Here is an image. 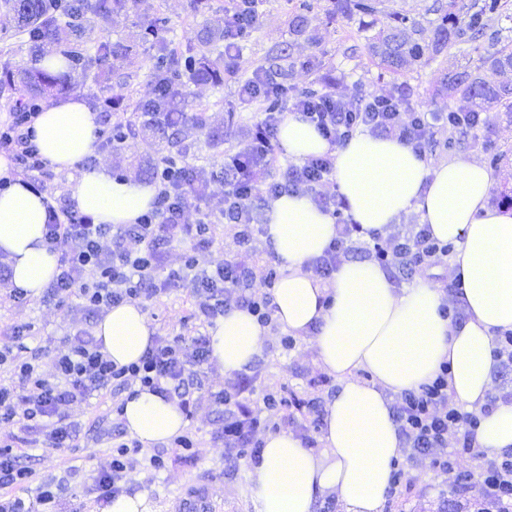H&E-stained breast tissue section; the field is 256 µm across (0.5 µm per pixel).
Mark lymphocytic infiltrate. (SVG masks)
<instances>
[{"mask_svg": "<svg viewBox=\"0 0 512 512\" xmlns=\"http://www.w3.org/2000/svg\"><path fill=\"white\" fill-rule=\"evenodd\" d=\"M253 6L254 0H230L224 11L225 52H236L253 28ZM239 93L251 103L279 97L284 107L264 113L246 139L225 148L223 174L187 164L162 165L154 174L158 189L153 205L133 224H98L72 208H47L45 244L58 257V273L48 287L49 296L60 301L78 297L81 310L100 314L186 285L194 300L192 316L198 332L186 340L152 337L137 362L118 367L87 332L80 331L66 338L55 360V374L48 379L38 372L35 356L24 353L23 327H13L9 342L0 345V366H7L10 373L9 384L0 385L1 433L17 429L41 435L45 447H69L77 435V426L67 413L72 404L98 392L118 395L139 387L176 400L186 412L195 407L199 396H208L211 403L224 408L225 451L247 448L256 455L261 444L254 434L262 421L253 400H260L263 409L287 415L284 397L273 388H258L253 375L238 374L221 390L207 391L210 349L206 326L234 308L247 310L265 328L272 327L274 319L269 297L252 291V268L235 258L202 268L195 252L212 245L222 232L233 235L245 252H257L265 233L259 204L264 194L301 193L323 210L342 209V200L321 191L333 173L330 155L309 158L274 176L277 157L273 141L285 113L299 114L334 145H345L356 131L366 130L394 136L421 155L433 137V124L427 113L413 111L408 98L398 93L363 94L349 101L333 93L288 92L263 70L245 79ZM40 109L37 100L26 101L0 123V151L11 153L38 191L44 188L47 163L34 142L31 123ZM219 177L224 180V197L216 212L197 223H187V209L193 202L207 199L212 182ZM359 234V225L339 221L336 238L312 262L313 273L331 277ZM372 241L371 254L376 261L403 277L414 267L434 264L448 253L425 224L393 225L386 233H373ZM174 252L181 257L176 268L169 265ZM392 414L408 459L450 446L476 457L481 454L476 441L481 415L449 401L447 368H440L418 389L397 395ZM140 451L139 441H113L108 467L93 478L100 498L121 492ZM21 453V448L13 445L0 448V512H60L70 491L67 478L41 484L32 501L16 497V490L27 486L32 476L20 462Z\"/></svg>", "mask_w": 512, "mask_h": 512, "instance_id": "obj_1", "label": "lymphocytic infiltrate"}]
</instances>
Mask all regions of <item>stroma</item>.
I'll return each mask as SVG.
<instances>
[{"label": "stroma", "mask_w": 512, "mask_h": 512, "mask_svg": "<svg viewBox=\"0 0 512 512\" xmlns=\"http://www.w3.org/2000/svg\"><path fill=\"white\" fill-rule=\"evenodd\" d=\"M296 0H258V21L242 41L237 65L224 75L221 85L198 82L188 87L187 117L177 131L175 140L184 163L218 171L224 165V148L253 128L262 118V106L246 103L239 96V84L254 70L275 72L276 59L287 53L292 66L283 81L292 90L303 92L315 89L331 92L347 99L360 94L387 95L406 87L411 103L423 112L448 111V93L444 79L455 64H476L479 53L473 47L461 46L456 57L440 54L435 60L415 64L397 75L381 74L367 52L368 31L357 15L333 13L331 0H319L321 14L312 21L309 30L296 34L292 26ZM204 14H196L191 0H146L138 10L120 16L107 29L95 30L94 39L120 40L132 46L139 64L130 69H116L108 79L92 81L80 72L70 74V86L64 96H78L92 107L120 92L131 105H138L154 95L150 60L156 48L143 41L145 32L160 30L169 47L179 50L196 43L199 35L224 29V0H209ZM27 35L18 31L13 12L0 6V66L30 68L34 62L28 53ZM483 125L477 136L459 139L458 151L478 161H485L483 143L506 152L507 158L497 168L489 202L499 205L502 190L512 187V124L503 113L489 109L481 114ZM165 139L149 131H137L134 137L118 147L99 142L94 156L97 162L108 165L113 173L130 176L140 181H152L160 162ZM263 268L273 262L267 245H260L256 256L241 251L232 236L218 238L208 249L196 254L200 266L230 257ZM193 299L188 289L177 287L159 299L144 302L143 310L153 332L173 338L192 333L189 314ZM97 317L79 311L74 301L59 304L43 298H26L17 302L11 296L9 281H0V337L16 325L30 326L26 344L41 348L39 370L46 377L55 373L54 360L63 349L66 336L79 330L93 331ZM279 331L269 332L260 357L252 368L261 376L262 384L281 389L290 399L327 400L339 388L335 376L318 365L315 350L309 339L298 338L293 350H283ZM112 399L95 396L71 405L69 418L77 423L79 435L74 447L45 448L42 445L26 447L21 459L30 467L34 480L28 489L36 495L39 485L50 477L71 471L70 484L76 495L67 499V512H93L100 501L91 491L92 477L105 468L110 460L112 444ZM186 433L198 439L194 456L175 457L174 443L163 444L172 459L167 468L154 471L147 463H140L126 478L127 493H146L151 512H167V500L187 481H208L224 512H254L249 473L253 459L234 460L225 457L224 445L217 434L224 426L221 408L201 401L186 417ZM480 459L467 453L455 457L456 471L471 473L467 487H458L453 474L444 475L434 469L430 461L408 463L410 482L399 496H387L383 512H476L486 499L480 491Z\"/></svg>", "instance_id": "1"}]
</instances>
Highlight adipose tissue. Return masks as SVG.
I'll return each mask as SVG.
<instances>
[{
  "label": "adipose tissue",
  "mask_w": 512,
  "mask_h": 512,
  "mask_svg": "<svg viewBox=\"0 0 512 512\" xmlns=\"http://www.w3.org/2000/svg\"><path fill=\"white\" fill-rule=\"evenodd\" d=\"M35 143L56 171L68 172L94 154L100 125L81 98L51 102L34 118ZM295 160L332 153L333 178L346 213L363 231L386 232L415 211L433 237L452 244L449 274L460 279L465 319L441 314L446 293L428 277L397 287L367 260L341 262L331 279L309 268L336 235L334 218L306 195L283 194L265 213V243L280 275L270 290L280 327L312 336L321 366L341 380L325 407L322 453L288 432L267 434L250 473L256 512H314L316 497L336 494L345 512H382L392 464L402 442L392 419L395 395L427 383L448 367V394L467 410L480 409L494 384L499 335L512 331V210L489 206L495 182L486 166L457 155L430 164L398 139L356 133L342 146L329 142L299 115L287 114L277 134ZM0 258L12 287L39 297L57 273L45 241L48 197L0 157ZM154 185L112 177L107 167L80 171L71 199L98 224H132L155 198ZM151 336L139 304L109 309L95 328L102 352L116 365L137 361ZM266 336L252 315L235 309L210 330L211 360L225 374L260 355ZM363 370L368 380H360ZM123 424L150 448L171 441L186 420L176 400L142 390L126 398ZM489 455L512 450V400H501L477 433Z\"/></svg>",
  "instance_id": "1"
}]
</instances>
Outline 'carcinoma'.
<instances>
[{"instance_id":"cac0c4a2","label":"carcinoma","mask_w":512,"mask_h":512,"mask_svg":"<svg viewBox=\"0 0 512 512\" xmlns=\"http://www.w3.org/2000/svg\"><path fill=\"white\" fill-rule=\"evenodd\" d=\"M144 0H78L75 9L81 21L69 24L73 39L71 45L62 46L60 31L55 25L54 12L49 0H4L5 7L12 10L21 31L28 35L29 52L34 58L59 51L69 59H78L72 69L91 70L99 68L108 60L118 67L134 64L132 46L121 41H98L95 54L84 56L78 43L85 36L84 21L92 18L102 27L112 23V18L137 7ZM379 0H336V10L349 8L362 16L373 17L379 13ZM427 12L433 15L429 29H424L409 15L394 10L388 21L369 39L368 51L371 59L384 70L396 73L399 69L422 60H430L443 50H452L464 44L478 43L484 47L479 62L460 69L450 70L446 85L448 97L471 101L473 111L494 106L512 116V85L488 81L485 72L504 73L512 71V36L504 35L503 20L512 19L509 0H433ZM158 45V56L153 62V73L166 77L171 73L169 92L161 106H140L143 126L158 132L178 124L185 115L186 95L181 79L198 82H221L224 72V46L206 43L200 58L169 48L158 35L145 33ZM6 78L20 83L38 94H51L64 86L56 75L35 68L18 69Z\"/></svg>"}]
</instances>
